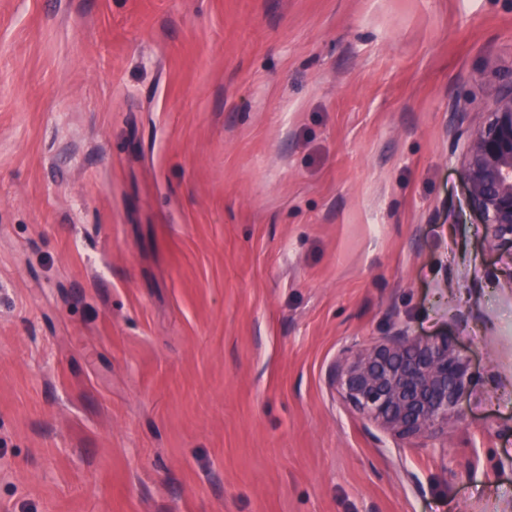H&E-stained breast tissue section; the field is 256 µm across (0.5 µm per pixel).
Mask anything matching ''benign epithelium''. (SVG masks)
<instances>
[{"label":"benign epithelium","mask_w":512,"mask_h":512,"mask_svg":"<svg viewBox=\"0 0 512 512\" xmlns=\"http://www.w3.org/2000/svg\"><path fill=\"white\" fill-rule=\"evenodd\" d=\"M463 177L488 247L512 251V80L498 87L493 108L470 130ZM328 379L364 424L424 447L448 428L472 384L468 361L448 338L403 328L368 346L343 348Z\"/></svg>","instance_id":"benign-epithelium-1"}]
</instances>
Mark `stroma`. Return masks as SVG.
Masks as SVG:
<instances>
[{"label":"stroma","instance_id":"1","mask_svg":"<svg viewBox=\"0 0 512 512\" xmlns=\"http://www.w3.org/2000/svg\"><path fill=\"white\" fill-rule=\"evenodd\" d=\"M512 0H0V512H512V255L461 108ZM448 337L446 432L326 380Z\"/></svg>","mask_w":512,"mask_h":512}]
</instances>
